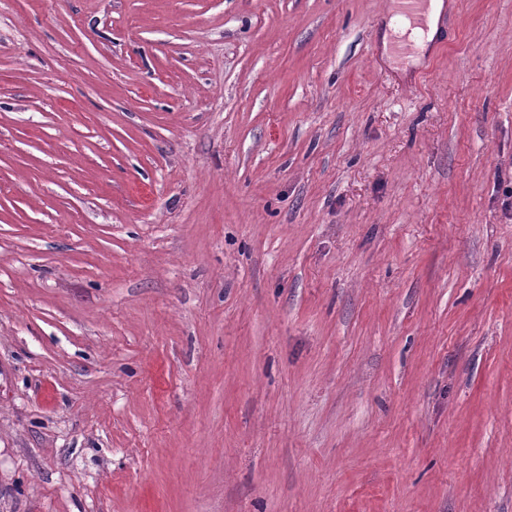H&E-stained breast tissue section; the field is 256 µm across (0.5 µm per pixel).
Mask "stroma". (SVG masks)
<instances>
[{"instance_id": "1", "label": "stroma", "mask_w": 512, "mask_h": 512, "mask_svg": "<svg viewBox=\"0 0 512 512\" xmlns=\"http://www.w3.org/2000/svg\"><path fill=\"white\" fill-rule=\"evenodd\" d=\"M0 0V512H512V0ZM401 3V13L409 19H416L421 14L423 6L429 3L426 12L427 31L419 27H411L410 22L399 13L395 14L388 22L381 36L384 53L390 58L388 52L391 48L394 36H408L420 50L425 51L435 41L439 34V19L444 12L443 0H398Z\"/></svg>"}]
</instances>
